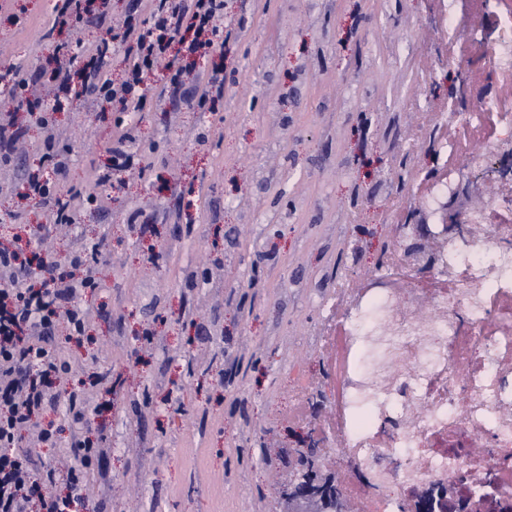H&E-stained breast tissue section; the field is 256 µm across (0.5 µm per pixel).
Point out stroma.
<instances>
[{
  "label": "stroma",
  "mask_w": 512,
  "mask_h": 512,
  "mask_svg": "<svg viewBox=\"0 0 512 512\" xmlns=\"http://www.w3.org/2000/svg\"><path fill=\"white\" fill-rule=\"evenodd\" d=\"M54 5L0 0V70L38 78L58 45L90 53L126 17L149 19L146 0H112L51 30ZM224 24L235 39L179 92L149 78L131 132L151 149L121 189L93 180L121 110L70 95L55 114L65 185L94 201L38 251L64 262L97 243L104 286L81 297L84 343L62 328L48 347L72 367L55 391L82 386L93 414L80 432L50 406L58 447H22L31 475L64 477L62 451L102 439L79 512H286L295 450L326 413L293 411L342 363L331 317L380 272L390 225L417 223L416 189L442 178V115L474 103L443 0H224ZM216 65L224 97L202 112L191 99ZM15 121L26 135L0 167V242L23 250L45 215L15 187L46 132L25 111ZM137 209L153 216L143 236L127 222Z\"/></svg>",
  "instance_id": "35a3bbf8"
}]
</instances>
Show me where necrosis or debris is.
I'll list each match as a JSON object with an SVG mask.
<instances>
[{"mask_svg": "<svg viewBox=\"0 0 512 512\" xmlns=\"http://www.w3.org/2000/svg\"><path fill=\"white\" fill-rule=\"evenodd\" d=\"M492 33L449 12L469 46L512 82V0H475ZM446 125L488 131L482 158L512 139V97L486 94ZM474 222L484 233L451 245L418 272L392 252L431 310H411L395 289L353 295L340 334L350 362L332 435L362 481L349 494L364 512H404L418 491L446 483L481 512H512V191L493 195Z\"/></svg>", "mask_w": 512, "mask_h": 512, "instance_id": "obj_1", "label": "necrosis or debris"}]
</instances>
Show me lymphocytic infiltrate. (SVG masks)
Here are the masks:
<instances>
[{"label": "lymphocytic infiltrate", "instance_id": "obj_1", "mask_svg": "<svg viewBox=\"0 0 512 512\" xmlns=\"http://www.w3.org/2000/svg\"><path fill=\"white\" fill-rule=\"evenodd\" d=\"M223 12L224 0H149V28L126 25L98 49L103 58L112 45L126 46L130 62L125 80L115 84L93 72L74 85L70 69L63 66L52 71L50 80L62 92L139 104L147 95L146 70L164 64L171 85H178L183 55H199L214 46L219 30L213 21ZM5 77L18 107L38 113L47 133L43 166L29 171L25 180L28 193L38 198L49 217L48 223L29 227L30 240L37 242L48 237L55 226L74 223L82 193L58 187L68 169L69 151L55 147L49 102L27 97L28 83L17 70L7 71ZM99 286L96 249L72 253L64 268L49 256L41 257L33 267L17 250L0 248V512H75L84 499V485L77 474H70L64 495L54 490V472L31 478L29 460L19 441L23 433L33 431L40 446H58L57 429L41 425L39 416L54 381L68 374L71 366L58 361L43 341L54 335L61 323L69 338L84 336L91 313L78 295Z\"/></svg>", "mask_w": 512, "mask_h": 512}]
</instances>
